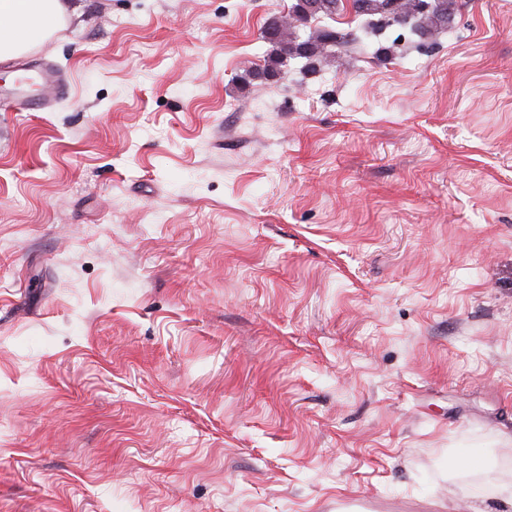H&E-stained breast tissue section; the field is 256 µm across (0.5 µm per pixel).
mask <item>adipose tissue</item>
<instances>
[{"mask_svg":"<svg viewBox=\"0 0 512 512\" xmlns=\"http://www.w3.org/2000/svg\"><path fill=\"white\" fill-rule=\"evenodd\" d=\"M83 15L81 0H0V61L24 54Z\"/></svg>","mask_w":512,"mask_h":512,"instance_id":"ef3b65f1","label":"adipose tissue"}]
</instances>
